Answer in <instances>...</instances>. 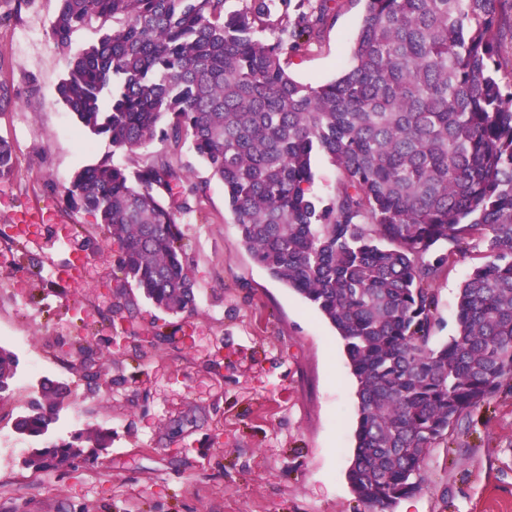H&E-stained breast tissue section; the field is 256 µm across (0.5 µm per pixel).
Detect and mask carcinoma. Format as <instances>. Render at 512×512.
Returning <instances> with one entry per match:
<instances>
[{"label": "carcinoma", "instance_id": "obj_1", "mask_svg": "<svg viewBox=\"0 0 512 512\" xmlns=\"http://www.w3.org/2000/svg\"><path fill=\"white\" fill-rule=\"evenodd\" d=\"M360 2L350 65L317 86L284 61L336 22V0L230 13L226 0H60L51 33L70 56L58 100L79 125L127 151L189 140L253 259L336 329L359 384L348 481L390 512L420 489L431 445L512 381V79L499 76L498 46L512 0ZM97 19L112 26L72 52ZM317 154L339 172L326 202L310 192ZM14 169L0 141V178ZM186 192L162 156L134 172L89 165L69 188L118 247L117 287L131 281L171 314L196 306ZM478 244L489 260L460 288L455 334L434 346L430 284ZM18 366L0 346V395ZM70 395L43 381L15 432L46 435ZM111 445L112 430L90 426L24 465L50 470Z\"/></svg>", "mask_w": 512, "mask_h": 512}]
</instances>
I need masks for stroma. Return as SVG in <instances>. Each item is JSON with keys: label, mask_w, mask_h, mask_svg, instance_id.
<instances>
[{"label": "stroma", "mask_w": 512, "mask_h": 512, "mask_svg": "<svg viewBox=\"0 0 512 512\" xmlns=\"http://www.w3.org/2000/svg\"><path fill=\"white\" fill-rule=\"evenodd\" d=\"M59 0H0V140L17 158L0 179V345L19 358L0 398V512H370L347 470L358 419L357 380L334 328L305 298L272 279L240 240L224 200L188 140L130 153L79 131L57 100L68 66L51 25ZM360 0L309 50L288 57L290 76L318 85L338 77L361 25ZM167 153L190 183L181 230L196 309H157L125 288L123 320L108 327L117 254L93 214L68 199L86 165L128 170ZM28 211V225L12 223ZM79 261L71 292L56 265ZM485 261L483 246L450 259L432 288L438 322L431 342L455 332L459 290ZM95 351L97 381L82 377L74 346ZM67 383L70 405L46 439L86 427L111 429L112 445L35 473L33 443L14 418L43 379ZM425 482L412 512H512V385L467 413L421 463Z\"/></svg>", "instance_id": "obj_1"}]
</instances>
